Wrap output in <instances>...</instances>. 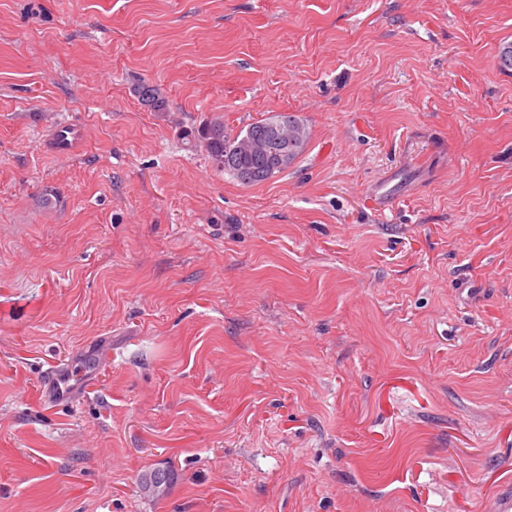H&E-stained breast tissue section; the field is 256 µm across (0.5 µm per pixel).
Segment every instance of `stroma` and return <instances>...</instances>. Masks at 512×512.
Segmentation results:
<instances>
[{"label": "stroma", "mask_w": 512, "mask_h": 512, "mask_svg": "<svg viewBox=\"0 0 512 512\" xmlns=\"http://www.w3.org/2000/svg\"><path fill=\"white\" fill-rule=\"evenodd\" d=\"M505 40L512 0H0V512H495ZM284 112L256 186L183 138ZM78 141V130L72 128L60 129L50 139L48 148L54 154L71 153L75 151ZM66 369L60 371L58 369L51 370L44 379V389L49 397L58 402H71L74 399L76 382L82 370ZM172 483V470L167 467H155L142 473L138 486L141 493L147 497L163 496Z\"/></svg>", "instance_id": "35a3bbf8"}]
</instances>
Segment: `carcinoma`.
<instances>
[{
    "mask_svg": "<svg viewBox=\"0 0 512 512\" xmlns=\"http://www.w3.org/2000/svg\"><path fill=\"white\" fill-rule=\"evenodd\" d=\"M141 101L155 111L166 107V100L161 89L156 85L143 83L137 88ZM294 126L300 137L288 145V158L278 171L288 168L304 151L309 133L303 122L295 115L274 114L260 121L251 123L248 128L237 134L228 132L224 120L216 117L203 126L185 132V138L200 144L210 156L212 162L241 184L250 186L270 179L269 167L264 156L272 151H280V146L268 140V127L282 118ZM172 483V470L167 467H155L142 473L138 486L147 497L157 498L164 495Z\"/></svg>",
    "mask_w": 512,
    "mask_h": 512,
    "instance_id": "carcinoma-1",
    "label": "carcinoma"
}]
</instances>
